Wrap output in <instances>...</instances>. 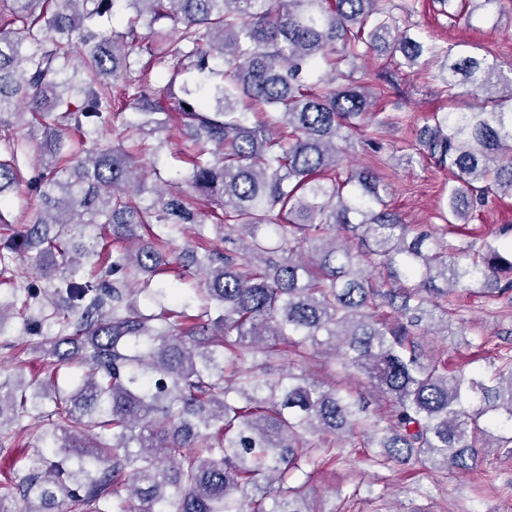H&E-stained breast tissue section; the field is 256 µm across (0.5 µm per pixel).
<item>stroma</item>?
<instances>
[{"label":"stroma","mask_w":512,"mask_h":512,"mask_svg":"<svg viewBox=\"0 0 512 512\" xmlns=\"http://www.w3.org/2000/svg\"><path fill=\"white\" fill-rule=\"evenodd\" d=\"M385 3L408 36L429 37L438 45L455 46L458 53L494 57L502 68H512V5L483 8L473 2L464 7L460 0ZM354 77L380 92V107L396 122L379 129L368 127L363 137L349 134L342 144L345 169L369 167L381 174L390 186L389 207L406 223L426 230L442 226L454 181L448 171L415 156L417 133L431 113L452 105L467 109L475 96L465 94L448 102L423 71L397 68L376 54L356 60ZM145 144V188L182 182L188 136L163 131L146 137ZM506 224H512V197L499 196L489 201L479 219L448 228V238L459 245L479 243L493 238ZM417 333L424 352L443 354L450 366L484 369L495 355L512 353V299L473 288L456 300L447 335H432L423 326ZM26 338L22 319L13 318L10 334L0 337V369L17 370L28 378L42 372L43 357L22 349ZM313 371L325 383L365 395L378 413L387 412L385 400L372 393L364 380L347 378L338 360L319 358ZM367 454L364 448H346L334 463L311 475L308 496L319 512H512V455L498 446L479 449L473 470L447 475L378 467Z\"/></svg>","instance_id":"obj_1"}]
</instances>
